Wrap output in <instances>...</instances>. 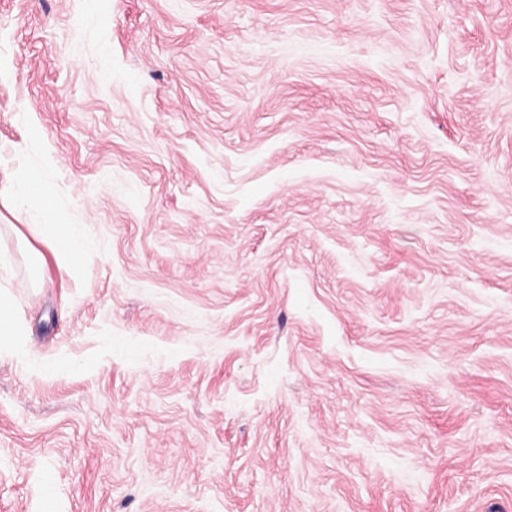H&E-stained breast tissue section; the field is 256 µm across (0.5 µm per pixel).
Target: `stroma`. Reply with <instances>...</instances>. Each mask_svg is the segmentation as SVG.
<instances>
[{
	"label": "stroma",
	"mask_w": 512,
	"mask_h": 512,
	"mask_svg": "<svg viewBox=\"0 0 512 512\" xmlns=\"http://www.w3.org/2000/svg\"><path fill=\"white\" fill-rule=\"evenodd\" d=\"M0 292V512H512V0H0ZM35 227L42 239L52 246L59 263L68 265L80 254L81 238L72 224H57L48 217L45 224H36ZM22 328L6 296L0 292V349L3 346H18V336Z\"/></svg>",
	"instance_id": "obj_1"
}]
</instances>
